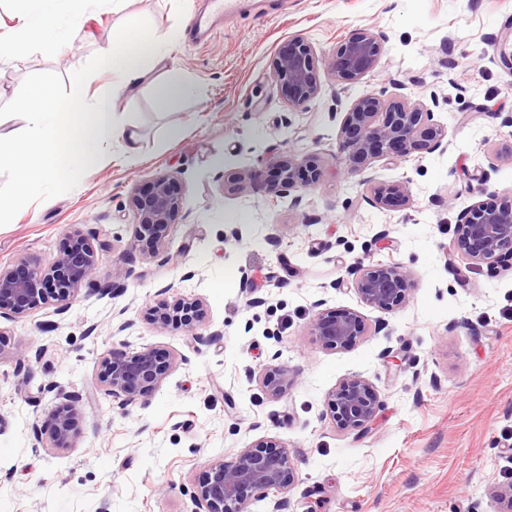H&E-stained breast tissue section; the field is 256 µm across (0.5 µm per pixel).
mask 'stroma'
<instances>
[{"mask_svg":"<svg viewBox=\"0 0 512 512\" xmlns=\"http://www.w3.org/2000/svg\"><path fill=\"white\" fill-rule=\"evenodd\" d=\"M269 17L250 6L199 46H167L190 86L159 105L164 79L116 95L111 108L137 127L134 164L81 167L0 216V267L49 262L70 232H92L100 273L69 309L57 301L0 319V512H195L208 463L266 438L285 446L298 481L257 493L249 512H497L488 488L512 482V259L474 265L450 253L461 211L487 193L512 201V70L493 36L512 26V0H282ZM204 0H79L78 26L59 23L47 52L0 57V131L24 126L19 101L36 79L62 98L111 87L100 58L129 19L187 28ZM380 33V68L358 83L322 73L321 97L288 108L269 61L289 36L332 53L352 31ZM402 94L432 106L446 150L373 160L375 182H408L409 205L370 206L359 176L329 173L306 190L270 198L224 177L261 169L271 150L333 164L340 125L362 93ZM162 174L185 206L159 254L132 250L129 197ZM399 264L413 275L408 301L381 312L349 287L357 265ZM120 284L121 293L111 291ZM200 300L204 325L157 327L150 306ZM348 308L367 333L345 349L319 345L314 315ZM150 348L176 364L152 393L122 405L96 384L101 358ZM288 367L280 397L259 374ZM361 376L379 397L373 425L338 428L329 393ZM81 395L66 448L46 444L56 389Z\"/></svg>","mask_w":512,"mask_h":512,"instance_id":"stroma-1","label":"stroma"}]
</instances>
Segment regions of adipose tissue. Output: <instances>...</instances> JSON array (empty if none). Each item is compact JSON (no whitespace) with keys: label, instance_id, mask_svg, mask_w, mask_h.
Returning a JSON list of instances; mask_svg holds the SVG:
<instances>
[{"label":"adipose tissue","instance_id":"adipose-tissue-1","mask_svg":"<svg viewBox=\"0 0 512 512\" xmlns=\"http://www.w3.org/2000/svg\"><path fill=\"white\" fill-rule=\"evenodd\" d=\"M16 2L21 26L15 38H0V57L13 53L19 39L49 48L57 38L60 19H67L72 25L77 22L73 13L75 0ZM179 37L174 27L157 35L138 23H130L127 38L113 44L103 56V64L113 76L111 93L133 88L149 78L151 69L144 68L141 61L142 50L149 48L153 51V69L167 75L157 87L160 101L165 103L184 95L188 85L175 69L168 67L163 51L165 45ZM110 95L95 97L91 108L83 111L63 100L51 81L38 80L27 87L21 101L28 110L27 124L0 135V166H8L13 173L17 202L38 196L48 184L72 180L80 165L98 158L113 136L123 138L127 157L136 156L138 134L111 112Z\"/></svg>","mask_w":512,"mask_h":512}]
</instances>
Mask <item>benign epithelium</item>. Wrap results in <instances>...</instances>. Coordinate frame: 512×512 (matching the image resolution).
Segmentation results:
<instances>
[{
	"instance_id": "1",
	"label": "benign epithelium",
	"mask_w": 512,
	"mask_h": 512,
	"mask_svg": "<svg viewBox=\"0 0 512 512\" xmlns=\"http://www.w3.org/2000/svg\"><path fill=\"white\" fill-rule=\"evenodd\" d=\"M383 43L380 34L355 29L326 58L317 54L306 37L294 35L274 53L270 77L288 107L302 108L322 94V71L333 74L339 83H356L378 67ZM447 136L446 127L434 122L433 113L423 104L406 96L365 93L343 113L336 164L351 175H360L373 159H405L416 153L434 152ZM325 173L321 163H298L281 153L263 173H239L227 178L224 188L238 190L258 178L266 195L279 197L291 189H307L319 183ZM362 182L370 190L368 202L379 210H393L410 201V189L404 182L375 184L370 177L362 178ZM174 183L170 175L158 176L147 190H137L131 196L130 209L136 220L133 248L159 250L163 232L183 208ZM452 249L477 265L496 262L512 253V201H501L489 193L469 205L456 224ZM98 271L99 256L90 234L76 229L49 264L42 266L22 258L11 268H0V318L27 313L50 298L67 306ZM411 277L410 271L396 263H377L358 268L351 287L368 306L390 311L408 300ZM150 316L160 328L190 330L205 322L207 311L198 300L177 298L151 307ZM309 330L323 347L347 348L365 335L366 325L352 309H325L315 315ZM171 367L170 360L152 349L134 354L114 351L101 360L97 380L112 397L128 405L158 389ZM259 381L267 393L277 396L288 389L291 378L288 369L279 367L261 373ZM59 399L51 411L48 442L52 448L68 444L80 402L77 395L67 392L60 393ZM327 408L339 427L360 433L374 422L379 398L366 379L353 377L331 391ZM297 481L286 447L259 439L229 460L208 464L205 478L193 488V501L196 512H247L256 492H286ZM491 497L507 505L506 512H512V482L494 487Z\"/></svg>"
}]
</instances>
